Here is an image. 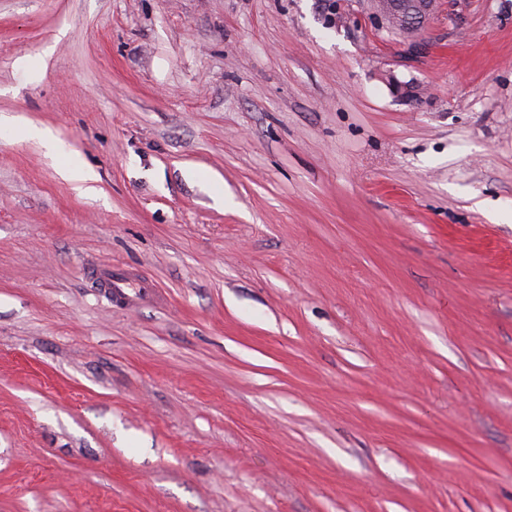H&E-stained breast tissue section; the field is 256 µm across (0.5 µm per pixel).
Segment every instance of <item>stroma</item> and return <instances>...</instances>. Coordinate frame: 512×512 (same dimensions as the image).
<instances>
[{
	"mask_svg": "<svg viewBox=\"0 0 512 512\" xmlns=\"http://www.w3.org/2000/svg\"><path fill=\"white\" fill-rule=\"evenodd\" d=\"M419 42L0 0V120L70 146L0 124V512H512V0ZM15 134L23 139L33 140L40 144L46 157L56 160L66 154L65 143L50 130L32 123L11 122Z\"/></svg>",
	"mask_w": 512,
	"mask_h": 512,
	"instance_id": "obj_1",
	"label": "stroma"
}]
</instances>
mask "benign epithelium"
Segmentation results:
<instances>
[{
    "label": "benign epithelium",
    "instance_id": "1",
    "mask_svg": "<svg viewBox=\"0 0 512 512\" xmlns=\"http://www.w3.org/2000/svg\"><path fill=\"white\" fill-rule=\"evenodd\" d=\"M368 19L381 31L395 34L409 45L436 15V0H369Z\"/></svg>",
    "mask_w": 512,
    "mask_h": 512
}]
</instances>
